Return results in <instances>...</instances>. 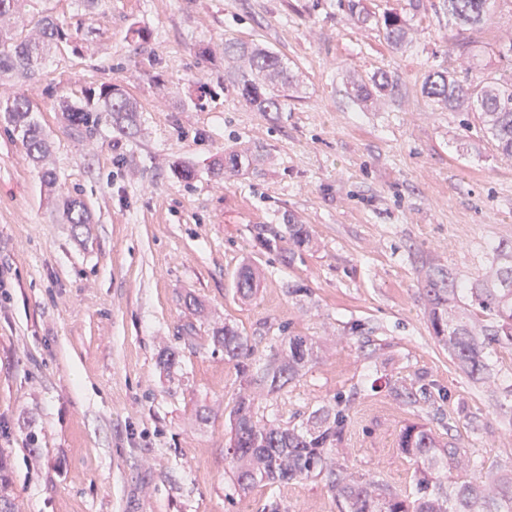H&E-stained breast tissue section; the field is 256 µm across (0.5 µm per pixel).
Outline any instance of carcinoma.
<instances>
[{
    "label": "carcinoma",
    "mask_w": 512,
    "mask_h": 512,
    "mask_svg": "<svg viewBox=\"0 0 512 512\" xmlns=\"http://www.w3.org/2000/svg\"><path fill=\"white\" fill-rule=\"evenodd\" d=\"M448 13L463 27H480L493 21L498 0H447ZM23 0H0V82L15 76H30L51 49L64 43L72 52L79 49L78 35L65 31L45 17L35 32L9 22ZM385 39L402 46L408 35L407 20L397 12L375 19ZM468 63L459 78L445 71L428 74L423 93L437 105L462 109L477 115L480 130L505 158H512V75L494 70L491 63L460 45ZM225 68L234 87L261 112H277L292 88L287 63L266 48L230 43L224 46ZM70 129L79 134L94 133L102 114L110 115L123 129L139 122L137 102L121 86L104 83L77 104L60 97ZM37 107L25 93L0 98V122L16 133L28 158L40 163L50 151L51 141L34 118ZM240 158L230 154L213 162L216 176L224 169L235 170ZM66 224L90 223L84 203L74 196H52ZM292 254H301L310 242L304 224L288 225ZM492 260L473 283L460 281L437 268L427 271L424 295L431 305L433 335L448 346L449 356L473 379L489 377L488 354L496 345L512 346V250L489 243ZM236 292L251 298L258 292L255 270L241 265L234 275ZM214 345L224 351L240 377V389L229 412L230 438L226 458L238 489L258 484L271 489L292 482L325 476L339 512H512V470L487 471L476 479L469 474L480 465L467 458L463 449L441 442L431 429L407 425L400 434L403 453L413 461L409 489L393 490L375 480L343 467L328 468L348 424L345 410L318 409L306 422L295 425L277 418L258 416L256 387L275 395L282 391L317 359L313 338L293 332L280 337V351L256 357L248 338L234 325L226 324L213 336Z\"/></svg>",
    "instance_id": "obj_1"
}]
</instances>
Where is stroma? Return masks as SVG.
<instances>
[{
    "label": "stroma",
    "mask_w": 512,
    "mask_h": 512,
    "mask_svg": "<svg viewBox=\"0 0 512 512\" xmlns=\"http://www.w3.org/2000/svg\"><path fill=\"white\" fill-rule=\"evenodd\" d=\"M364 4L405 14L406 43L340 0H27L23 23L52 17L82 50L0 84V97L36 100L53 142L36 166L0 126V512H262L269 489L238 493L224 459L240 379L211 336L227 323L259 355L285 328L314 339L316 364L256 401L295 423L343 405L337 455L351 470L408 487L398 440L411 423L484 469L512 463V347L493 353L489 382L460 370L431 331L420 274L430 263L472 280L486 243L512 248V161L471 114L422 93L430 71L461 73L459 44L489 56L512 38V0L476 28L444 0ZM228 43L284 59L295 84L280 111H257L225 81ZM378 72L393 89L358 100ZM103 83L138 102L135 135L107 120L91 136L68 130L57 95ZM228 153L242 167L213 176ZM178 161L192 179L173 174ZM46 169L91 223L61 222ZM292 224L311 234L295 259ZM244 263L260 274L251 299L233 288ZM292 283L309 295H289ZM388 376L413 395L388 392ZM279 496L288 512H339L323 478Z\"/></svg>",
    "instance_id": "obj_1"
}]
</instances>
